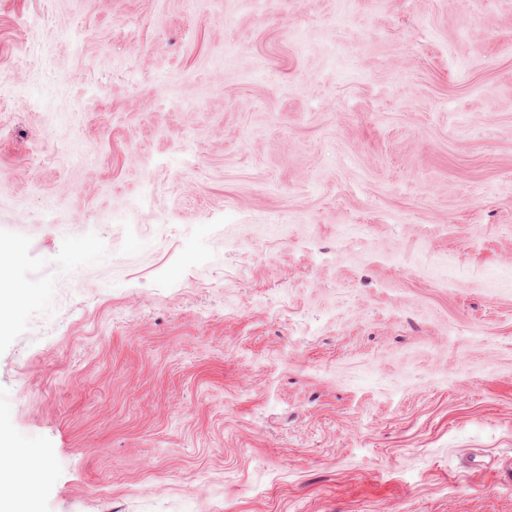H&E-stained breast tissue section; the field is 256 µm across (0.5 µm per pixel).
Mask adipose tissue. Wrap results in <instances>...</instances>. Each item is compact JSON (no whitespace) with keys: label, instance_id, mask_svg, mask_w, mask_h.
<instances>
[{"label":"adipose tissue","instance_id":"ef3b65f1","mask_svg":"<svg viewBox=\"0 0 512 512\" xmlns=\"http://www.w3.org/2000/svg\"><path fill=\"white\" fill-rule=\"evenodd\" d=\"M37 451L28 443L10 441L0 447V512H22L28 498L50 484L46 470L30 474L27 464Z\"/></svg>","mask_w":512,"mask_h":512}]
</instances>
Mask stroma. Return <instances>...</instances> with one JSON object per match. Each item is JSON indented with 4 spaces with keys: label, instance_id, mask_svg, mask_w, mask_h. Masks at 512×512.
<instances>
[{
    "label": "stroma",
    "instance_id": "35a3bbf8",
    "mask_svg": "<svg viewBox=\"0 0 512 512\" xmlns=\"http://www.w3.org/2000/svg\"><path fill=\"white\" fill-rule=\"evenodd\" d=\"M0 255L36 512H512V0H0ZM0 282V339L6 337L10 327V313L37 296V289L31 287H2V265Z\"/></svg>",
    "mask_w": 512,
    "mask_h": 512
}]
</instances>
